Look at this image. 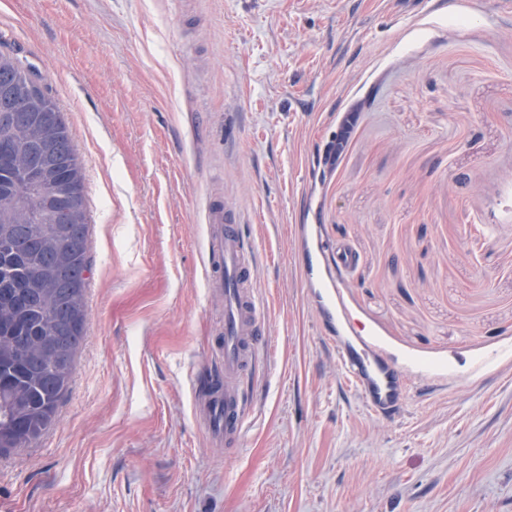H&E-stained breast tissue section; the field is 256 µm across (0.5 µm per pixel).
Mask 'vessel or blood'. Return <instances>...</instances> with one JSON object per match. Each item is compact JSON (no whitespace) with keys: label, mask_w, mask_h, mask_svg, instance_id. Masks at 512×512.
<instances>
[{"label":"vessel or blood","mask_w":512,"mask_h":512,"mask_svg":"<svg viewBox=\"0 0 512 512\" xmlns=\"http://www.w3.org/2000/svg\"><path fill=\"white\" fill-rule=\"evenodd\" d=\"M205 221L209 226V257L212 264L222 267L209 283L212 296L224 306L223 340L217 350L224 368V392L201 396L197 416L214 440L234 448L246 431L251 409L241 380L264 345L252 279L254 247L238 229V212L222 202L207 206ZM337 353L367 407L383 413L398 403V378L387 362L376 355L357 358L345 346L338 347Z\"/></svg>","instance_id":"obj_1"}]
</instances>
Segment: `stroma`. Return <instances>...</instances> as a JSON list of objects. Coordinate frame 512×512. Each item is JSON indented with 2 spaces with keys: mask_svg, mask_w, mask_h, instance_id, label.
I'll return each mask as SVG.
<instances>
[{
  "mask_svg": "<svg viewBox=\"0 0 512 512\" xmlns=\"http://www.w3.org/2000/svg\"><path fill=\"white\" fill-rule=\"evenodd\" d=\"M1 41L77 149L90 271L70 387L0 455V512H512L498 0H0ZM215 193L265 306L238 448L193 400L224 383ZM353 330L399 377L394 415L344 374L329 335Z\"/></svg>",
  "mask_w": 512,
  "mask_h": 512,
  "instance_id": "35a3bbf8",
  "label": "stroma"
}]
</instances>
